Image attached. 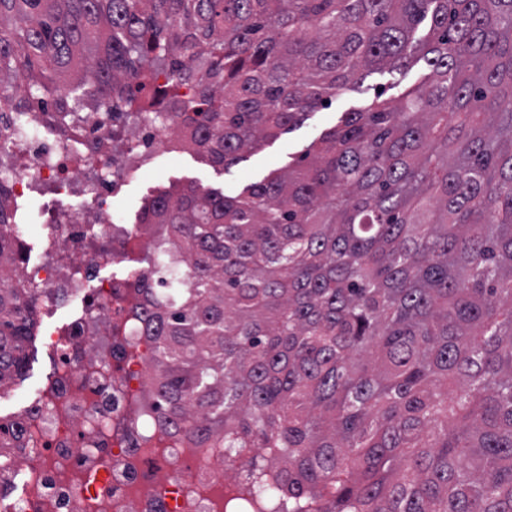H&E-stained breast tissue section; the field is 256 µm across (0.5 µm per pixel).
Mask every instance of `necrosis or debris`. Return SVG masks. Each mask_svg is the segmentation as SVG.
<instances>
[{
	"label": "necrosis or debris",
	"instance_id": "obj_1",
	"mask_svg": "<svg viewBox=\"0 0 512 512\" xmlns=\"http://www.w3.org/2000/svg\"><path fill=\"white\" fill-rule=\"evenodd\" d=\"M4 130L12 137L0 139V181L13 200L52 198L10 225L22 247L18 285L37 320L31 334L52 370L9 420L0 512H225L244 478L225 469L223 449L173 429L153 407L156 342L139 325L134 287L152 228L112 221L121 186L170 145L172 125L98 100L62 127L40 102L0 110ZM84 196L91 209L69 207Z\"/></svg>",
	"mask_w": 512,
	"mask_h": 512
}]
</instances>
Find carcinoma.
<instances>
[{"mask_svg":"<svg viewBox=\"0 0 512 512\" xmlns=\"http://www.w3.org/2000/svg\"><path fill=\"white\" fill-rule=\"evenodd\" d=\"M415 57L427 84L287 170L135 216L163 225L155 408L265 512H512V0H0V79L28 90L0 109L112 95L220 169ZM10 222L0 185V382L34 326Z\"/></svg>","mask_w":512,"mask_h":512,"instance_id":"carcinoma-1","label":"carcinoma"}]
</instances>
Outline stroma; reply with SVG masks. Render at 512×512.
Listing matches in <instances>:
<instances>
[{
    "label": "stroma",
    "instance_id": "obj_1",
    "mask_svg": "<svg viewBox=\"0 0 512 512\" xmlns=\"http://www.w3.org/2000/svg\"><path fill=\"white\" fill-rule=\"evenodd\" d=\"M424 62L417 61L399 73H375L366 78L358 90H344L337 94L331 106L311 113L298 126L277 140L261 144L246 153L235 165L218 171L191 151L164 149L157 152L143 169L123 185L112 203V221L116 224L133 223L143 200L168 187L195 183L201 189H218L225 194H237L247 184L257 182L276 170H283L303 153L311 142L336 125L342 113L360 109L383 95L384 99H399L428 78ZM29 359L21 375L14 379V391L0 399V415L16 413L27 405L41 388L50 371L46 353L38 347L27 350Z\"/></svg>",
    "mask_w": 512,
    "mask_h": 512
}]
</instances>
